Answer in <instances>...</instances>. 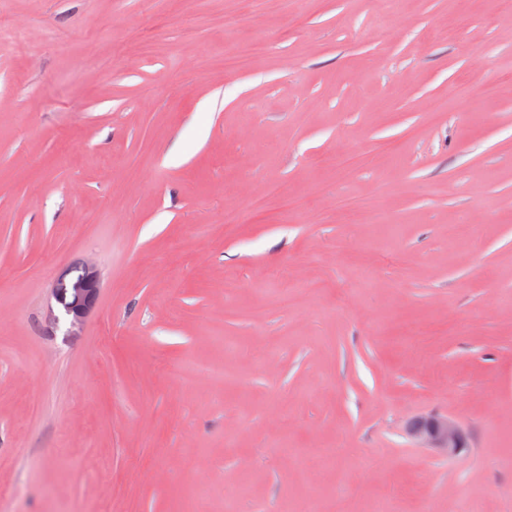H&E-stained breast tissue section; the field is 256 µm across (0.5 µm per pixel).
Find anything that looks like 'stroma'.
<instances>
[{
    "label": "stroma",
    "instance_id": "1",
    "mask_svg": "<svg viewBox=\"0 0 512 512\" xmlns=\"http://www.w3.org/2000/svg\"><path fill=\"white\" fill-rule=\"evenodd\" d=\"M466 8L443 41L451 0H0V512H196L200 456L216 510L512 512V86L456 94L512 69V13ZM272 179L307 210L246 217ZM326 182L386 223L314 222ZM427 415L466 450L416 447ZM454 11L448 26L439 29L435 37L441 40L453 39L466 24V3L465 0H454ZM262 49V43H239L224 49L225 68H235L245 65L252 55ZM371 161H373V156L370 151L340 150L330 156L317 157L315 163L320 167L336 170V178L338 180L350 175ZM84 276L73 291L71 302L63 311L69 335L77 336L86 319L95 310L100 294V274L93 263H82Z\"/></svg>",
    "mask_w": 512,
    "mask_h": 512
}]
</instances>
